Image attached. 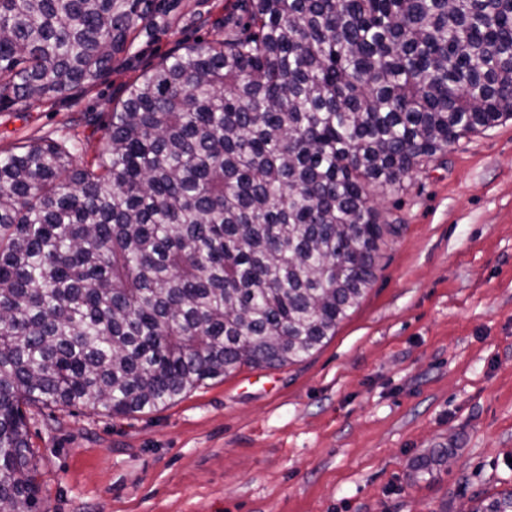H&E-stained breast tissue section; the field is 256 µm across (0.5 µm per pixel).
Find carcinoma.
Segmentation results:
<instances>
[{
    "mask_svg": "<svg viewBox=\"0 0 512 512\" xmlns=\"http://www.w3.org/2000/svg\"><path fill=\"white\" fill-rule=\"evenodd\" d=\"M237 11L128 87L93 158L0 153V512L43 508L26 408L151 412L310 355L398 232L375 190L512 119V0ZM143 19L139 0H0V100L83 91ZM470 512H512V489Z\"/></svg>",
    "mask_w": 512,
    "mask_h": 512,
    "instance_id": "1",
    "label": "carcinoma"
}]
</instances>
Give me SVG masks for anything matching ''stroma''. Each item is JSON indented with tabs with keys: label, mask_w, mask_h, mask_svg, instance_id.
Returning <instances> with one entry per match:
<instances>
[{
	"label": "stroma",
	"mask_w": 512,
	"mask_h": 512,
	"mask_svg": "<svg viewBox=\"0 0 512 512\" xmlns=\"http://www.w3.org/2000/svg\"><path fill=\"white\" fill-rule=\"evenodd\" d=\"M237 0H148L87 91L0 102V151L103 142L102 117L161 57L215 38ZM376 277L320 349L244 367L126 417L28 411L49 512H468L512 488V120L377 190ZM453 452L421 474L418 457Z\"/></svg>",
	"instance_id": "1"
}]
</instances>
